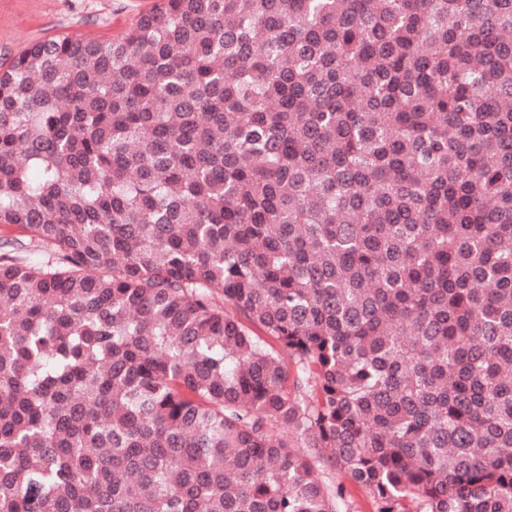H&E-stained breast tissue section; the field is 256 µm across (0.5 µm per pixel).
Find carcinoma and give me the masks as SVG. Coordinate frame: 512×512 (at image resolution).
Listing matches in <instances>:
<instances>
[{"mask_svg":"<svg viewBox=\"0 0 512 512\" xmlns=\"http://www.w3.org/2000/svg\"><path fill=\"white\" fill-rule=\"evenodd\" d=\"M0 227V512H512V0L31 42ZM336 482H344L349 494L347 496V506L340 510L343 512H375V506L368 491L361 487L351 484L349 481L336 475Z\"/></svg>","mask_w":512,"mask_h":512,"instance_id":"1","label":"carcinoma"}]
</instances>
